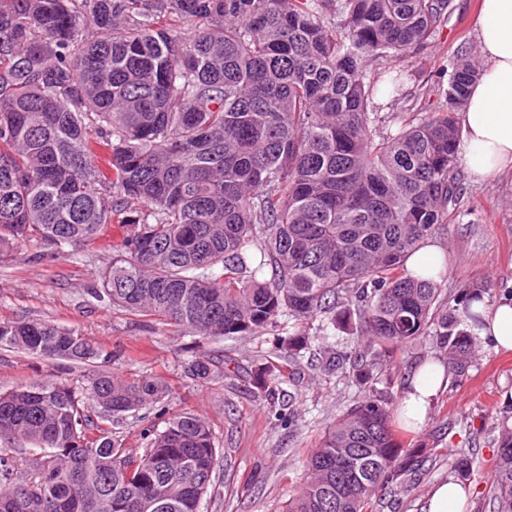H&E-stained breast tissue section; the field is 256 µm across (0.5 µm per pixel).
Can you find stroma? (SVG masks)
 Returning a JSON list of instances; mask_svg holds the SVG:
<instances>
[{
    "instance_id": "1",
    "label": "stroma",
    "mask_w": 512,
    "mask_h": 512,
    "mask_svg": "<svg viewBox=\"0 0 512 512\" xmlns=\"http://www.w3.org/2000/svg\"><path fill=\"white\" fill-rule=\"evenodd\" d=\"M478 0H453L454 11L434 46L407 65L411 77L396 110L417 106L423 92L444 82L448 62L459 43L477 45ZM464 210L459 220L437 235L448 273L441 286L454 294L463 284H484L493 305L512 294V171L477 180L466 177ZM126 229L105 227L107 247H90L82 260L41 258L37 241L23 245L0 262V321L49 322L75 331L104 358V370L123 378L152 376L168 391L165 409L148 406L112 424V434L131 448L143 447L148 431L163 428L167 413L187 411L207 422L218 448L216 487L201 512H287L301 482L300 461L316 447L325 428L351 403V380L306 364L293 384L284 385L280 402L294 411L293 426L277 421L246 372L263 363L273 335L262 332L237 340L194 336L188 331L129 315L97 302L99 270L112 260L111 244ZM195 348L224 360L236 358L244 373L206 382L185 377L182 360ZM82 366L11 348L0 349V392L35 380L78 384ZM512 399V350L478 337L474 366L467 379L448 381L433 398L424 425L407 434L411 446L443 448L481 444L480 461L469 483L467 512H477L493 477L497 447L493 428L503 403ZM452 435H444V427ZM448 478V459L438 457L410 494L383 501L380 512H421L431 489Z\"/></svg>"
}]
</instances>
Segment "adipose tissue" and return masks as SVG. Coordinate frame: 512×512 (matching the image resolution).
I'll return each instance as SVG.
<instances>
[{
	"mask_svg": "<svg viewBox=\"0 0 512 512\" xmlns=\"http://www.w3.org/2000/svg\"><path fill=\"white\" fill-rule=\"evenodd\" d=\"M477 39L488 66L462 112L461 149L472 176L483 179L512 168V0H481ZM443 377L434 365L413 376L402 400L407 417L424 423ZM469 497V487L451 477L432 488L422 512H464Z\"/></svg>",
	"mask_w": 512,
	"mask_h": 512,
	"instance_id": "obj_1",
	"label": "adipose tissue"
}]
</instances>
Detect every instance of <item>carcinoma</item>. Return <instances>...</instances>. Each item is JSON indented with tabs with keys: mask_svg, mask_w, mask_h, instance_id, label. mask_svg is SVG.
Returning a JSON list of instances; mask_svg holds the SVG:
<instances>
[{
	"mask_svg": "<svg viewBox=\"0 0 512 512\" xmlns=\"http://www.w3.org/2000/svg\"><path fill=\"white\" fill-rule=\"evenodd\" d=\"M452 13L453 0H0V261L34 234L71 258L126 225L92 297L195 336L286 331L253 378L271 404L328 328L360 338L319 348L360 391L302 462L288 512H378L411 492L432 454L404 444L381 368L416 343L458 378L472 367L487 289L448 297L444 272L406 261L461 214L456 114L484 66L463 43L423 106L393 110L409 76L397 62ZM0 347L97 357L47 322H0ZM218 371L205 353L185 362L194 380ZM165 397L154 377L95 370L0 392V443L28 445L24 468L0 453V512H200L217 464L207 423L175 412L143 448L108 427ZM511 419L509 403L488 512H512ZM444 452L470 480L480 449Z\"/></svg>",
	"mask_w": 512,
	"mask_h": 512,
	"instance_id": "carcinoma-1",
	"label": "carcinoma"
}]
</instances>
